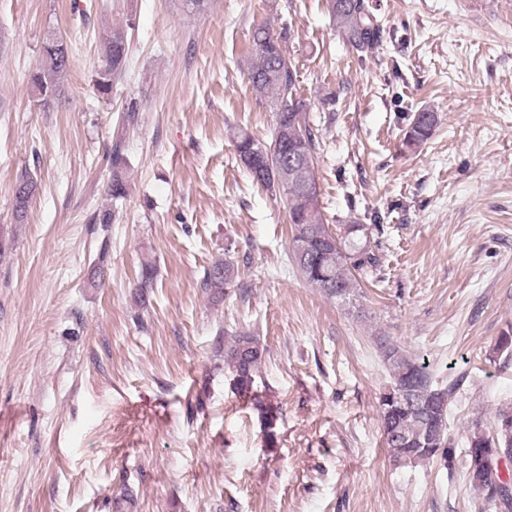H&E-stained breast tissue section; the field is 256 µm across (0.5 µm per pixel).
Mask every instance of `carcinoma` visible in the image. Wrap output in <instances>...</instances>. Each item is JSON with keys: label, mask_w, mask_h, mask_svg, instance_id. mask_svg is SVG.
I'll return each instance as SVG.
<instances>
[{"label": "carcinoma", "mask_w": 512, "mask_h": 512, "mask_svg": "<svg viewBox=\"0 0 512 512\" xmlns=\"http://www.w3.org/2000/svg\"><path fill=\"white\" fill-rule=\"evenodd\" d=\"M333 23L354 47L365 49L377 42L380 27L366 11L364 0H328ZM130 44L124 28H115L99 55L94 87L99 97L110 99L112 87L129 65ZM71 70V52L45 39L36 66L29 75L32 98L48 111L65 98ZM251 91L256 100L275 104V123L269 139L239 130L232 133L237 156L257 153L258 161L246 168L250 177L285 199L291 224L290 257L296 272L309 285L330 298L344 301L361 288L357 276L379 267L370 245L374 234H384L382 224H346L340 234L324 224L320 204L311 201L307 188H318L315 178L320 146L307 120L308 104L298 96L297 72L282 43L260 24L251 33L246 62ZM436 114L417 112L405 133L407 143L427 139ZM107 195L117 201L129 194V162L120 142L108 155ZM38 183L31 172L22 173L13 187L15 218L26 217ZM238 270L228 259L215 261L205 272L200 288L215 299L235 286ZM380 357L390 384L380 393L378 412L384 443L396 465L439 463L452 468L457 452L468 461L467 480L490 512H512V474L504 470L512 462V408L496 411L492 430L475 423L468 430L466 447L458 449L448 435V409L462 387V379L434 382L429 367L385 336L377 339ZM266 353L255 336L234 334L224 338V363L233 374L238 393H254L255 376ZM490 356L512 360V330L497 337ZM268 443H274L277 416L262 400L253 398Z\"/></svg>", "instance_id": "1"}]
</instances>
